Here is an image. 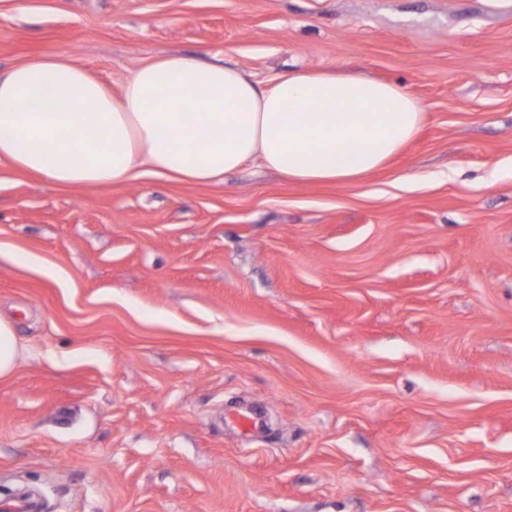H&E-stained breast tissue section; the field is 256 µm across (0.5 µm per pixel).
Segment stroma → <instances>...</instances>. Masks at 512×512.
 Returning <instances> with one entry per match:
<instances>
[{
  "mask_svg": "<svg viewBox=\"0 0 512 512\" xmlns=\"http://www.w3.org/2000/svg\"><path fill=\"white\" fill-rule=\"evenodd\" d=\"M424 107L357 184L249 163L62 186L0 162V501L41 512H512V14L484 0H0V69L113 95L167 53ZM263 427L242 434L243 407ZM24 347L17 338L14 327L0 319V377L9 375L18 359L23 355Z\"/></svg>",
  "mask_w": 512,
  "mask_h": 512,
  "instance_id": "obj_1",
  "label": "stroma"
}]
</instances>
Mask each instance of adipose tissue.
Returning a JSON list of instances; mask_svg holds the SVG:
<instances>
[{
	"mask_svg": "<svg viewBox=\"0 0 512 512\" xmlns=\"http://www.w3.org/2000/svg\"><path fill=\"white\" fill-rule=\"evenodd\" d=\"M424 117L395 83L293 70L265 89L183 54L141 66L117 97L60 55L0 70V162L62 185L116 183L142 166L220 183L249 161L296 183H356Z\"/></svg>",
	"mask_w": 512,
	"mask_h": 512,
	"instance_id": "obj_1",
	"label": "adipose tissue"
}]
</instances>
